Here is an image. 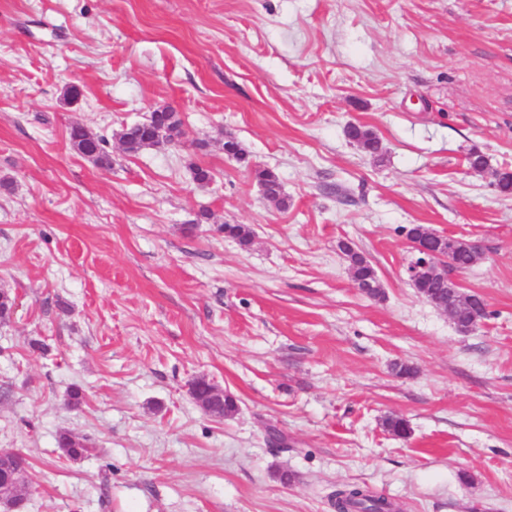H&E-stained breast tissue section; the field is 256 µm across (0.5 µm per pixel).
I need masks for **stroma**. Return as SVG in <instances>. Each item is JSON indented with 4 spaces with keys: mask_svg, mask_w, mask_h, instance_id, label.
<instances>
[{
    "mask_svg": "<svg viewBox=\"0 0 512 512\" xmlns=\"http://www.w3.org/2000/svg\"><path fill=\"white\" fill-rule=\"evenodd\" d=\"M162 104L182 146L125 152L118 131ZM75 123L110 166L71 150ZM504 171L512 0H0V448L32 463L21 512H334L348 484L400 512H512ZM414 224L480 243L450 273L487 304L472 333L408 280ZM199 377L237 412L207 415ZM63 431L92 454L63 457ZM341 251L349 263V271L355 284H358L361 287L366 286L370 291L374 290L372 289V286L374 288H379L374 269L360 253L355 251L348 244H343L341 246ZM205 381L207 383V385L209 386V393L204 396V399L205 398H210V397H213V396H219L220 398L224 399V396L227 395L226 392H224V389L223 388H220L219 386H217L216 384L210 382L209 380H207L206 378L204 377H200V378H197L193 384H192V396L193 398L195 399V401L201 406V408L206 412V413H209L210 409H209V402H203L202 400H197V398L194 396V390L196 389V384L199 382V381ZM213 405L215 406V408L217 409V411H219L222 407L220 405V403H213ZM222 410L224 411V416H230L232 415L236 410H237V405H236V402L235 400L233 399V397L231 396H228V397H225L224 399V409L222 408Z\"/></svg>",
    "mask_w": 512,
    "mask_h": 512,
    "instance_id": "35a3bbf8",
    "label": "stroma"
}]
</instances>
